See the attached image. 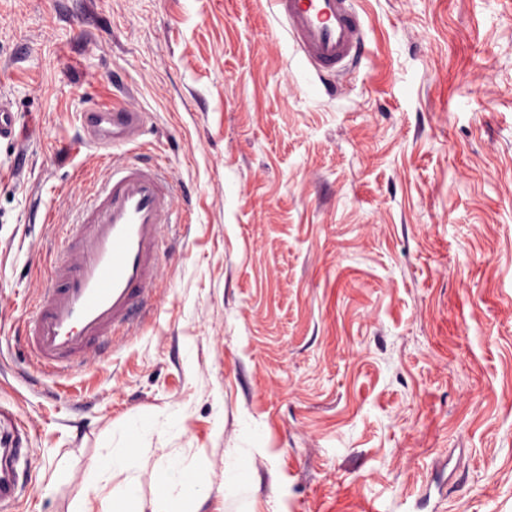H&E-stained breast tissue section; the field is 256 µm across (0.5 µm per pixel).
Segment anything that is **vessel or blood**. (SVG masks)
<instances>
[{
	"instance_id": "obj_1",
	"label": "vessel or blood",
	"mask_w": 512,
	"mask_h": 512,
	"mask_svg": "<svg viewBox=\"0 0 512 512\" xmlns=\"http://www.w3.org/2000/svg\"><path fill=\"white\" fill-rule=\"evenodd\" d=\"M277 18L310 72L321 82L347 73L365 51V25L353 0H272ZM88 144L107 150L135 145L129 162L96 185L76 224L60 225L66 247L47 270L33 316L17 328L32 366L45 378L104 359L115 341L135 335L150 317L160 282L161 243L184 221L161 157L142 142L145 117L120 106H88L81 114ZM29 429L0 406V505L14 501L16 463L29 457Z\"/></svg>"
}]
</instances>
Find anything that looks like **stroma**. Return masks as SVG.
<instances>
[{
	"label": "stroma",
	"mask_w": 512,
	"mask_h": 512,
	"mask_svg": "<svg viewBox=\"0 0 512 512\" xmlns=\"http://www.w3.org/2000/svg\"><path fill=\"white\" fill-rule=\"evenodd\" d=\"M367 53L326 93L270 0H0V403L31 461L5 512H85L128 473L224 512L245 424L251 512H512V0H356ZM146 115L180 188L153 317L30 389L17 325L90 195L86 102ZM193 466V498L159 472ZM158 424L156 420L152 419H137L128 422L120 432L113 435L111 446L106 451V457L113 461L124 459L131 441L143 433L150 432ZM261 441V432L254 426L247 425L242 429L239 447L229 457V464L236 470H243L245 468L247 459L248 448L254 447Z\"/></svg>",
	"instance_id": "obj_1"
}]
</instances>
